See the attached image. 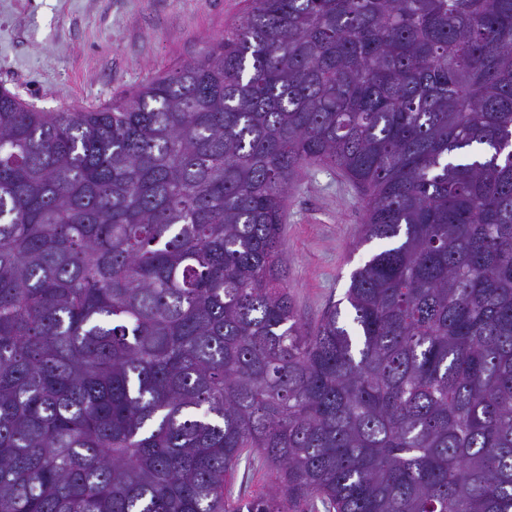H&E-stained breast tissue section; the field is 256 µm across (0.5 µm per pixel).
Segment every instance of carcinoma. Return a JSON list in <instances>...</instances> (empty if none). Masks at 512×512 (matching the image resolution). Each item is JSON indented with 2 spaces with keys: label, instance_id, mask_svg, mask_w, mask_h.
<instances>
[{
  "label": "carcinoma",
  "instance_id": "1",
  "mask_svg": "<svg viewBox=\"0 0 512 512\" xmlns=\"http://www.w3.org/2000/svg\"><path fill=\"white\" fill-rule=\"evenodd\" d=\"M247 2L109 105L0 88V512H512V0ZM313 166L386 246L311 326ZM234 494L240 492L246 497L256 495L265 490L269 477L264 472H244L243 467L230 480Z\"/></svg>",
  "mask_w": 512,
  "mask_h": 512
}]
</instances>
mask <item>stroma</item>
I'll return each instance as SVG.
<instances>
[{"mask_svg":"<svg viewBox=\"0 0 512 512\" xmlns=\"http://www.w3.org/2000/svg\"><path fill=\"white\" fill-rule=\"evenodd\" d=\"M244 0H0V86L44 110L107 104L198 57ZM364 208L337 171H301L288 194V286L303 322L343 298L378 251L359 243Z\"/></svg>","mask_w":512,"mask_h":512,"instance_id":"35a3bbf8","label":"stroma"}]
</instances>
